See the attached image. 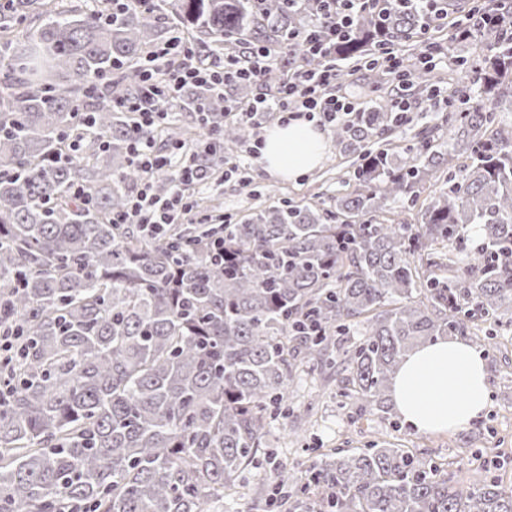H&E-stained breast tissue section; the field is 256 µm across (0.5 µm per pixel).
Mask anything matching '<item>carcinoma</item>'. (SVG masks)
I'll return each mask as SVG.
<instances>
[{
  "mask_svg": "<svg viewBox=\"0 0 512 512\" xmlns=\"http://www.w3.org/2000/svg\"><path fill=\"white\" fill-rule=\"evenodd\" d=\"M177 30L209 39L280 42L316 16L312 0H169ZM504 0H483L473 82L512 113V35ZM40 24L0 51V331L20 354L0 367V512H213L263 445L267 420L288 414L297 368L316 370L338 337L341 397L359 415L385 408L414 349L442 336L512 324V123L499 112L448 113V146L408 161L397 145L364 142L399 126L390 105L336 141L357 137L352 190L326 203L282 202L224 225V266L206 255L207 224L152 238L116 226L128 185L131 119L112 98L134 93V71L160 36L157 11L132 4L117 20L64 0H7L0 34ZM425 14L398 0L379 22L354 18L336 59L390 76L381 46L414 54ZM106 99L83 112L94 77ZM191 104L237 149L245 127L224 121V93ZM464 154L468 163L449 167ZM444 188L418 223L379 221L396 200ZM75 186L88 193L70 197ZM479 226L477 235L470 227ZM288 512H512L493 476L464 485L432 456L376 444L336 448L289 488Z\"/></svg>",
  "mask_w": 512,
  "mask_h": 512,
  "instance_id": "cac0c4a2",
  "label": "carcinoma"
}]
</instances>
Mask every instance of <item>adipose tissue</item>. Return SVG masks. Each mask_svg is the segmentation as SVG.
I'll return each mask as SVG.
<instances>
[{
	"instance_id": "ef3b65f1",
	"label": "adipose tissue",
	"mask_w": 512,
	"mask_h": 512,
	"mask_svg": "<svg viewBox=\"0 0 512 512\" xmlns=\"http://www.w3.org/2000/svg\"><path fill=\"white\" fill-rule=\"evenodd\" d=\"M326 149L322 132L293 121L267 132L261 163L273 176L292 180L314 169ZM487 367L481 353L461 339L440 340L415 349L392 383L398 412L421 433L458 432L486 408Z\"/></svg>"
}]
</instances>
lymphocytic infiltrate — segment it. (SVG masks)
Returning a JSON list of instances; mask_svg holds the SVG:
<instances>
[{"label":"lymphocytic infiltrate","instance_id":"f902f5d3","mask_svg":"<svg viewBox=\"0 0 512 512\" xmlns=\"http://www.w3.org/2000/svg\"><path fill=\"white\" fill-rule=\"evenodd\" d=\"M383 0H318L317 17L324 27H311L304 33L316 66L296 74L285 75L274 93L256 97L253 103H229L227 113L242 122H254L262 105L270 104L278 111L294 117L314 120L321 126L336 127L361 120L363 113L348 97L335 91L337 79L336 47L350 35L355 12L380 11ZM281 47L255 44L242 54L228 51L222 65L204 63L196 48L173 37L154 49L152 60H164L170 74L157 79L152 71L139 74L132 96L118 98L111 106L116 112H130L136 117L129 138L128 152L142 179L132 194L125 211L114 213L115 224H139L147 233L161 234L166 225L178 223L190 213L193 203L186 194L192 185H204L215 169L223 167V157L210 148L188 161H172L162 155L151 134L161 120L168 117L170 102L178 100L189 87L204 84L228 86L240 81L260 82L272 61L280 57ZM172 172L176 184L164 197L156 196L151 184L157 174Z\"/></svg>","mask_w":512,"mask_h":512}]
</instances>
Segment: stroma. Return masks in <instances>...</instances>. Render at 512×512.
Wrapping results in <instances>:
<instances>
[{
	"instance_id": "stroma-1",
	"label": "stroma",
	"mask_w": 512,
	"mask_h": 512,
	"mask_svg": "<svg viewBox=\"0 0 512 512\" xmlns=\"http://www.w3.org/2000/svg\"><path fill=\"white\" fill-rule=\"evenodd\" d=\"M485 54L478 43L449 52L446 66L437 70L442 78L439 91L430 95L409 89V121L393 133L401 157L415 155L423 136H430L437 144L446 141L449 99L464 98L470 108L490 110V101L471 85L460 64L464 58L481 63ZM342 70L341 86L358 106H374L380 98L390 99L396 93L391 83L381 89L371 87L365 69L346 64ZM325 136L323 161L299 179H278L264 171L259 158L252 157L244 159L242 173L214 177L197 187L193 195L200 208L212 214H229L237 222L247 218L254 208L283 199L305 203L317 195L335 196L351 176L357 155L350 149L340 150L333 131H326ZM496 342V350L485 357V411L464 430L448 434L424 435L405 426L396 427L399 415L394 411L357 415L353 408L340 404L335 370L299 373L289 393L288 417L271 422L256 464L239 478L248 486V493L225 497L221 512H270L266 499L279 480L277 466L286 467L289 477L297 481L322 452L373 443L427 451L443 461L465 459L458 478L466 483L477 482L490 473L502 484L512 485V325L499 332Z\"/></svg>"
}]
</instances>
